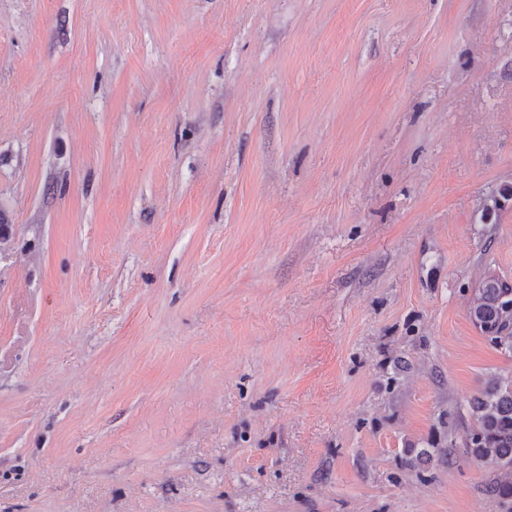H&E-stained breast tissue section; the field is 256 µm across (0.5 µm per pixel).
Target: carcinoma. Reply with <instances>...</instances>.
I'll return each mask as SVG.
<instances>
[{"mask_svg": "<svg viewBox=\"0 0 512 512\" xmlns=\"http://www.w3.org/2000/svg\"><path fill=\"white\" fill-rule=\"evenodd\" d=\"M512 285L490 274L475 289L480 304L468 309L471 322L497 349L512 352ZM475 425L462 443L463 455L486 461L501 470L491 492L512 512V378L490 379L471 403Z\"/></svg>", "mask_w": 512, "mask_h": 512, "instance_id": "carcinoma-1", "label": "carcinoma"}]
</instances>
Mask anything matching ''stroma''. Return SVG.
<instances>
[{
	"label": "stroma",
	"mask_w": 512,
	"mask_h": 512,
	"mask_svg": "<svg viewBox=\"0 0 512 512\" xmlns=\"http://www.w3.org/2000/svg\"><path fill=\"white\" fill-rule=\"evenodd\" d=\"M510 186L512 0H0V512H502ZM510 287V288H509ZM512 286L496 274H489L475 289L474 294L481 303L468 309L471 322L486 335L489 343L497 349L512 352V298L505 295ZM475 425L462 443L463 455L501 470L491 488L505 512H512V378L490 379L471 403Z\"/></svg>",
	"instance_id": "obj_1"
}]
</instances>
